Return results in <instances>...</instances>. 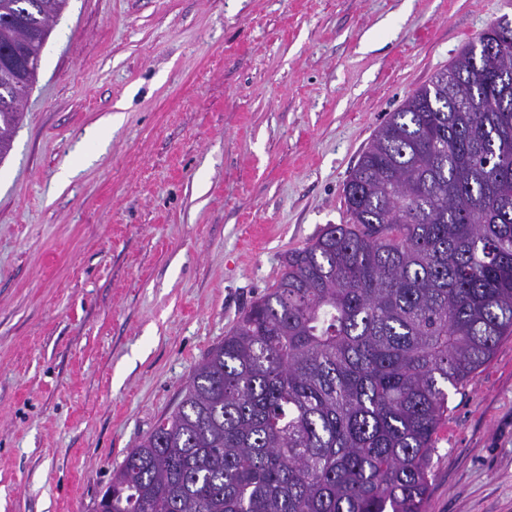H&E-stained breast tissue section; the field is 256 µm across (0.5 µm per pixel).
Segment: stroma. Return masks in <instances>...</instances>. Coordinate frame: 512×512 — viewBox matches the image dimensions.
Listing matches in <instances>:
<instances>
[{"instance_id": "1", "label": "stroma", "mask_w": 512, "mask_h": 512, "mask_svg": "<svg viewBox=\"0 0 512 512\" xmlns=\"http://www.w3.org/2000/svg\"><path fill=\"white\" fill-rule=\"evenodd\" d=\"M512 0H68L0 159V512H94L373 131ZM426 512H512V336Z\"/></svg>"}]
</instances>
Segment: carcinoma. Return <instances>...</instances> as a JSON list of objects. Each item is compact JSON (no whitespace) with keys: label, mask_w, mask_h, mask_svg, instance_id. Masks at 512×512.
I'll list each match as a JSON object with an SVG mask.
<instances>
[{"label":"carcinoma","mask_w":512,"mask_h":512,"mask_svg":"<svg viewBox=\"0 0 512 512\" xmlns=\"http://www.w3.org/2000/svg\"><path fill=\"white\" fill-rule=\"evenodd\" d=\"M68 0H0V83L32 87ZM485 35L374 131L345 224L274 284L131 448L112 512H424L448 387L512 335V32ZM22 102L0 107V157Z\"/></svg>","instance_id":"obj_1"}]
</instances>
